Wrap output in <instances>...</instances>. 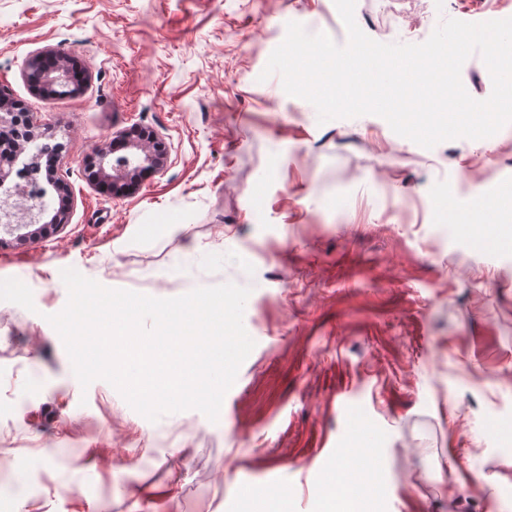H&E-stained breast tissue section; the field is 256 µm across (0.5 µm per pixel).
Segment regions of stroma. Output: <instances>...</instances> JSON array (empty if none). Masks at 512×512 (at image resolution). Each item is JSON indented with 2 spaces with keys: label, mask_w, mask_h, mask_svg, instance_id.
Segmentation results:
<instances>
[{
  "label": "stroma",
  "mask_w": 512,
  "mask_h": 512,
  "mask_svg": "<svg viewBox=\"0 0 512 512\" xmlns=\"http://www.w3.org/2000/svg\"><path fill=\"white\" fill-rule=\"evenodd\" d=\"M499 0H357L380 43ZM348 40L334 0H0V93L63 145L40 182L69 220L0 249V512H244L288 490L318 512L357 424L381 512H512V240L476 196L512 190V124L427 149L376 115L319 122L280 75L284 21ZM64 49L83 78L46 98L24 72ZM145 129L162 173L106 197L87 167ZM73 268L156 298L235 283L255 346L219 418L149 421L108 382L81 386L47 317Z\"/></svg>",
  "instance_id": "obj_1"
}]
</instances>
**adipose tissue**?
<instances>
[{
    "instance_id": "adipose-tissue-1",
    "label": "adipose tissue",
    "mask_w": 512,
    "mask_h": 512,
    "mask_svg": "<svg viewBox=\"0 0 512 512\" xmlns=\"http://www.w3.org/2000/svg\"><path fill=\"white\" fill-rule=\"evenodd\" d=\"M371 455V449L357 445L340 457L338 467L350 468L352 472L348 492L344 498H337L336 479L328 477L323 512H377L382 489L367 466Z\"/></svg>"
}]
</instances>
